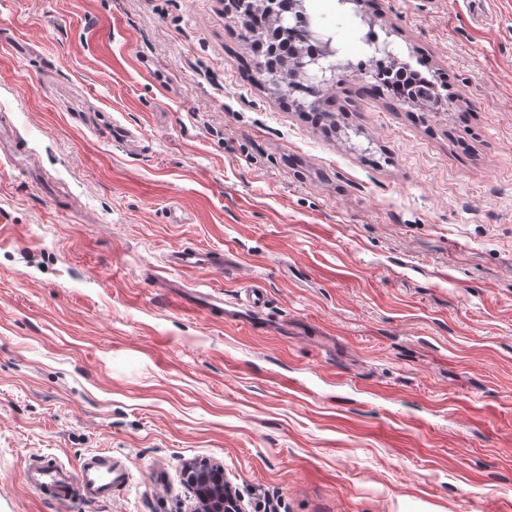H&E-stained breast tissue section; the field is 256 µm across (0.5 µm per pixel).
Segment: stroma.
<instances>
[{
    "label": "stroma",
    "mask_w": 512,
    "mask_h": 512,
    "mask_svg": "<svg viewBox=\"0 0 512 512\" xmlns=\"http://www.w3.org/2000/svg\"><path fill=\"white\" fill-rule=\"evenodd\" d=\"M305 6L344 43L334 130L224 0H0V512H191L201 461L242 512H512V0ZM370 29L441 110L358 94ZM187 246L260 320L153 287ZM97 451L109 501L25 481ZM298 50H302L306 54L301 46L295 49H288L287 54L278 53L272 47L267 56H258L259 60L256 62L255 66L257 81L272 86L278 91L281 97L288 98V75L286 66L293 59ZM273 72H275V75H273ZM166 265L174 270L195 271L202 268H224V254L220 251H202L196 248H180L168 254Z\"/></svg>",
    "instance_id": "1"
}]
</instances>
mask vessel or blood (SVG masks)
I'll use <instances>...</instances> for the list:
<instances>
[{
  "label": "vessel or blood",
  "mask_w": 512,
  "mask_h": 512,
  "mask_svg": "<svg viewBox=\"0 0 512 512\" xmlns=\"http://www.w3.org/2000/svg\"><path fill=\"white\" fill-rule=\"evenodd\" d=\"M166 264L171 269L185 272L202 268L220 269L224 266V254L180 248L168 254ZM155 285L170 290L173 302L180 308L220 313L229 323H252L262 309L263 295L256 287L247 290L244 297L232 301L225 299L223 293L202 292L187 282H177L160 275L156 276ZM25 476L32 488L51 492L61 501L78 503L111 498L113 491L125 486L130 479L127 469L108 452L88 455L75 474L55 458L43 456L26 469Z\"/></svg>",
  "instance_id": "b4317fda"
}]
</instances>
